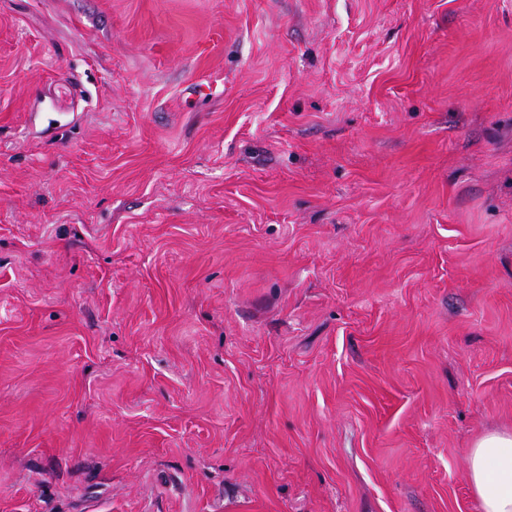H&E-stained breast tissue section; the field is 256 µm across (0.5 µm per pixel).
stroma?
Returning <instances> with one entry per match:
<instances>
[{
	"label": "stroma",
	"mask_w": 512,
	"mask_h": 512,
	"mask_svg": "<svg viewBox=\"0 0 512 512\" xmlns=\"http://www.w3.org/2000/svg\"><path fill=\"white\" fill-rule=\"evenodd\" d=\"M512 431V0H0V512H478ZM466 478L480 512H512V432H490L470 448Z\"/></svg>",
	"instance_id": "stroma-1"
}]
</instances>
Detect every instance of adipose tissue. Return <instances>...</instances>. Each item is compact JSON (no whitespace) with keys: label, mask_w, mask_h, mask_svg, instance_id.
<instances>
[{"label":"adipose tissue","mask_w":512,"mask_h":512,"mask_svg":"<svg viewBox=\"0 0 512 512\" xmlns=\"http://www.w3.org/2000/svg\"><path fill=\"white\" fill-rule=\"evenodd\" d=\"M466 478L479 512H512V432H490L471 447Z\"/></svg>","instance_id":"obj_1"}]
</instances>
